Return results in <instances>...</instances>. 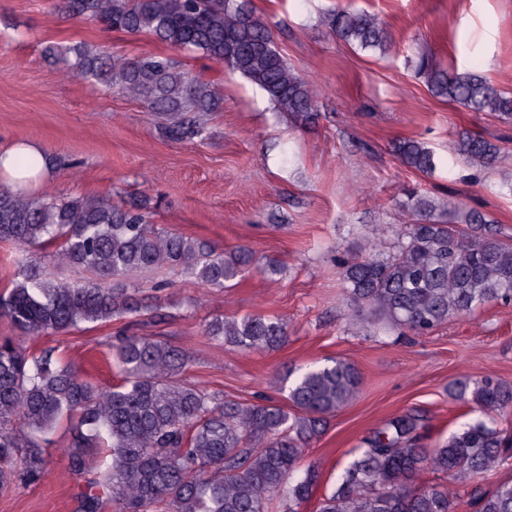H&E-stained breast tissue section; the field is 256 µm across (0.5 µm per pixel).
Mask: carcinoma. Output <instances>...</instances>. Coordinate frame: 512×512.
<instances>
[{"label":"carcinoma","mask_w":512,"mask_h":512,"mask_svg":"<svg viewBox=\"0 0 512 512\" xmlns=\"http://www.w3.org/2000/svg\"><path fill=\"white\" fill-rule=\"evenodd\" d=\"M65 13L109 31L150 35L224 65L259 87L276 112L299 127L316 123L322 88L296 73L256 16L250 0H59ZM320 24L362 50L386 53L391 36L382 17L363 9L330 10ZM61 70L65 79H95L141 101L171 141L201 138L206 117L224 108L211 81L163 53L121 62L82 45ZM417 74L437 98L471 112L512 119V91L473 72H450L429 56ZM392 149L406 168L431 175L435 153L415 138ZM459 152L488 169L500 149L484 137L462 136ZM400 207L408 221L396 233L375 224L361 254L340 260L342 299L355 321L385 331L423 336L451 318L492 302L512 301V244L490 237L496 220L460 203L407 190ZM0 241L19 250L21 270L0 293V317L13 336H0V484L38 481L50 435L66 420L71 441L61 449L74 475L102 466L77 499V512H296L320 483L314 464L300 468L306 447L324 431L326 416L349 404L362 377L345 362L298 370L287 404L226 400L185 383L183 349L145 334L119 330L109 355L118 382L102 387L65 363L56 349L38 352L25 339L71 331L82 324L161 322L158 303L128 287L127 279L152 269H180L209 288H224L255 263L247 249L227 251L178 232L160 233L143 201L119 205L112 194L36 198L0 188ZM57 245L54 256L88 270L94 279H53L27 257ZM205 335L244 351L277 348L287 325L262 314L217 317ZM457 401L491 417L512 405V387L491 377L458 379L448 387ZM425 417L412 409L391 417L362 441L354 459L324 495L318 512H512V480L481 490L477 476L512 457V441L485 420L450 433L429 447ZM444 482L422 486L425 472Z\"/></svg>","instance_id":"obj_1"}]
</instances>
